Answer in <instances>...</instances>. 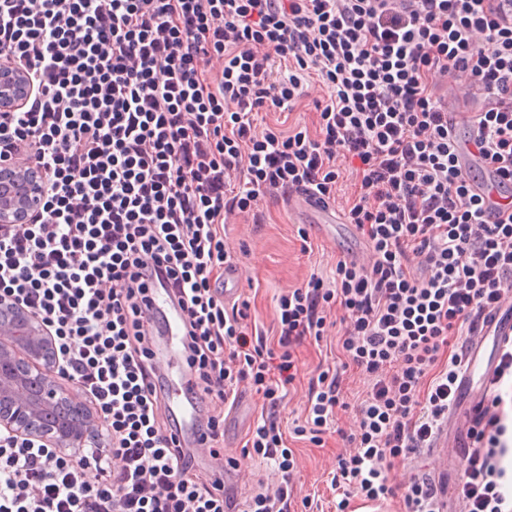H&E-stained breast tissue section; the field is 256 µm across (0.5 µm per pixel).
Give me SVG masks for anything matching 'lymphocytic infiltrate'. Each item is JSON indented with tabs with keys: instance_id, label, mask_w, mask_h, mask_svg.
Segmentation results:
<instances>
[{
	"instance_id": "1",
	"label": "lymphocytic infiltrate",
	"mask_w": 512,
	"mask_h": 512,
	"mask_svg": "<svg viewBox=\"0 0 512 512\" xmlns=\"http://www.w3.org/2000/svg\"><path fill=\"white\" fill-rule=\"evenodd\" d=\"M34 89L0 110V157L41 173L45 199L25 224L0 225V297L52 336L56 374L103 428L68 452L0 434V512H237L223 476L201 483L168 382L149 346L152 288L186 317L187 391L214 412L195 438L218 455L221 407L262 396L246 442L281 475L246 512H289L295 456L282 430L294 354L321 340L337 308L346 367L369 382L359 428L343 434L331 483L351 497L402 496L406 512H444L443 491L392 459L430 447L457 403L477 335L512 301V203L487 199L461 161L512 191V0H0V67ZM466 83L460 124L438 78ZM315 100L316 127H258ZM343 217L368 265L340 259L280 297L279 352L248 327L250 305L224 302L228 219L300 193L325 205L343 175ZM502 395L470 419L473 446L457 495L467 512H512L502 480ZM342 376L321 371L294 430L320 442L342 409Z\"/></svg>"
}]
</instances>
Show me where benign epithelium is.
I'll use <instances>...</instances> for the list:
<instances>
[{
  "label": "benign epithelium",
  "mask_w": 512,
  "mask_h": 512,
  "mask_svg": "<svg viewBox=\"0 0 512 512\" xmlns=\"http://www.w3.org/2000/svg\"><path fill=\"white\" fill-rule=\"evenodd\" d=\"M33 91L19 69H0V108L16 107ZM43 203L35 171L0 163V224L30 220ZM53 343L22 305L0 299V431L52 448H83L95 441L92 409L50 375Z\"/></svg>",
  "instance_id": "1"
}]
</instances>
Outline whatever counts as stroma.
<instances>
[{
	"label": "stroma",
	"instance_id": "1",
	"mask_svg": "<svg viewBox=\"0 0 512 512\" xmlns=\"http://www.w3.org/2000/svg\"><path fill=\"white\" fill-rule=\"evenodd\" d=\"M348 191L346 184L338 185L335 199L329 204L331 222L327 225L322 224L320 215L299 197L287 204L262 201L265 223L247 224L237 220L225 225L224 240L238 257L240 288L250 301V322L265 333L268 346L277 343L275 317L279 297L304 285L311 274L332 275L337 261L346 257L349 249L358 246L359 234L342 233L339 227ZM301 227L310 234L311 251L302 249L297 235ZM297 359L296 379L280 409L283 428L288 432L305 417L311 378L316 377L321 368L339 364L342 354L336 337L327 336L317 343H305ZM262 406V397L252 393L224 415V442L220 454L237 468L238 485L245 497L258 489L273 487L279 480L272 464L244 448L245 436L259 418ZM291 446L298 463L291 512H336L339 497L331 486V479L336 457L343 449L342 441L336 435L327 434L321 444L295 440ZM417 473L435 477L446 475L448 484L453 486L460 479L462 466L453 461L441 464L427 450L412 459L397 458L392 462L391 475L398 483H407Z\"/></svg>",
	"mask_w": 512,
	"mask_h": 512
}]
</instances>
